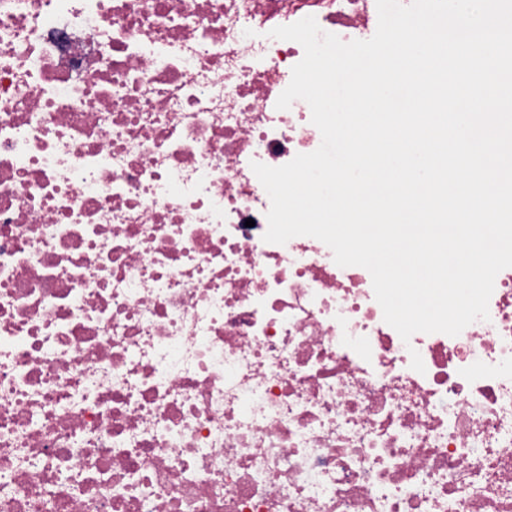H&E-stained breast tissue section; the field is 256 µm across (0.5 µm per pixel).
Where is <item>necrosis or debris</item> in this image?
Returning <instances> with one entry per match:
<instances>
[{
    "label": "necrosis or debris",
    "mask_w": 512,
    "mask_h": 512,
    "mask_svg": "<svg viewBox=\"0 0 512 512\" xmlns=\"http://www.w3.org/2000/svg\"><path fill=\"white\" fill-rule=\"evenodd\" d=\"M308 16L378 25L0 0V512H512V268L488 319L406 342L365 268L263 239L252 162L322 141L276 107L304 50L269 32Z\"/></svg>",
    "instance_id": "4bbe7bcc"
}]
</instances>
